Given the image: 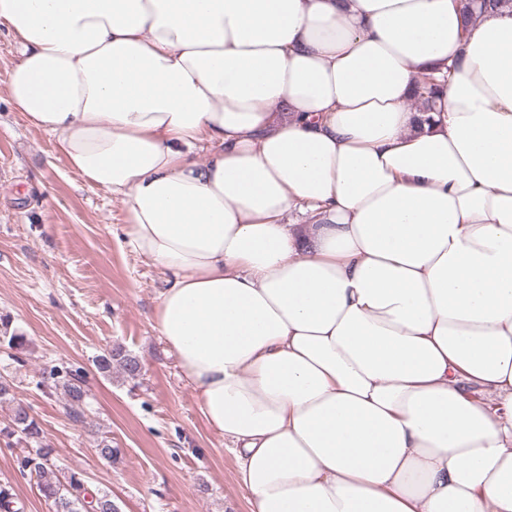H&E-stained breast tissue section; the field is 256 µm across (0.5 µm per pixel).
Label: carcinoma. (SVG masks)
Segmentation results:
<instances>
[{"instance_id":"1","label":"carcinoma","mask_w":512,"mask_h":512,"mask_svg":"<svg viewBox=\"0 0 512 512\" xmlns=\"http://www.w3.org/2000/svg\"><path fill=\"white\" fill-rule=\"evenodd\" d=\"M502 0H459L464 20L473 16L475 8L496 6ZM5 344L15 354H21L29 346V340L23 333L11 328L10 319L0 318V344ZM93 363L101 375H112L116 368L130 379L140 376L139 359L120 347L109 348L96 356ZM37 385L53 394L56 389L63 391V406L67 414L75 421H83L85 389L80 370L52 366L42 373ZM0 403L12 404L10 422L0 428V439L10 445L14 442L28 448L20 460V473L34 475L41 495L52 502L55 512H120L112 498L103 493L88 497L84 476L78 472L59 475L52 469L53 448L47 443L43 430L36 418L27 410L16 405L14 383L0 375ZM0 512H22L17 506L16 497L9 484L0 483Z\"/></svg>"}]
</instances>
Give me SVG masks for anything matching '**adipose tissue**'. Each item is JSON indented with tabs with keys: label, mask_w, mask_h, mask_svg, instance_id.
Returning a JSON list of instances; mask_svg holds the SVG:
<instances>
[{
	"label": "adipose tissue",
	"mask_w": 512,
	"mask_h": 512,
	"mask_svg": "<svg viewBox=\"0 0 512 512\" xmlns=\"http://www.w3.org/2000/svg\"><path fill=\"white\" fill-rule=\"evenodd\" d=\"M0 27L12 106L161 271L249 512H512V6L0 0Z\"/></svg>",
	"instance_id": "adipose-tissue-1"
}]
</instances>
